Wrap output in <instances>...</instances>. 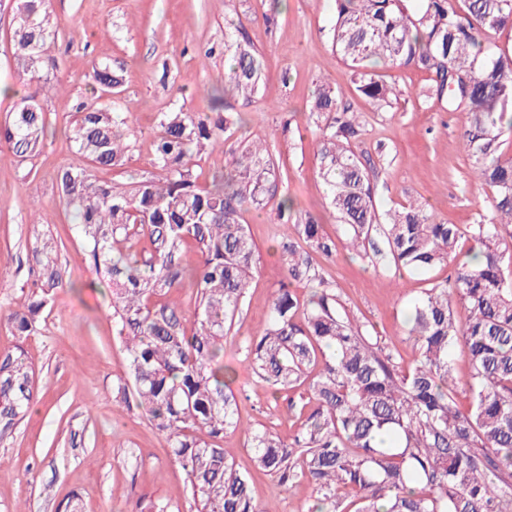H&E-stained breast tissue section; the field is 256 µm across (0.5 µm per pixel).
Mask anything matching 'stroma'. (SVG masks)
<instances>
[{"mask_svg": "<svg viewBox=\"0 0 512 512\" xmlns=\"http://www.w3.org/2000/svg\"><path fill=\"white\" fill-rule=\"evenodd\" d=\"M57 21L51 53L61 88L20 79L11 39L16 0H0V123L18 96L38 95L52 125L42 151L21 162L0 141V311H22L34 289L36 233L58 243L56 267L64 286L53 306L37 315L36 332L24 343L35 371V405L8 437L0 440V512H66L79 498L82 512H133L145 498L168 503L172 512H197L184 470L173 461L165 435L138 408L112 400V385L126 371L127 355L116 337L110 294L88 259V244L71 212L59 201L56 173L75 162L65 119L86 99L85 76L92 66L111 64L124 75L114 110L135 112L129 158L119 168L95 170L96 178L130 183L154 174L153 141L158 113L174 105L206 111V91L223 85L229 61L224 38L243 25L262 61L257 94L225 100L242 124L223 149L196 158L203 185L229 167L238 141L270 139L279 190L260 210L243 211L258 249L245 304L224 340V363L236 373L233 389L239 412L251 427L290 437L299 421L289 402L300 390L271 398L248 367L240 349L259 333L268 302L283 278L272 250L282 226L279 199L293 202V218L315 215L325 231L342 237L328 190L317 168V120L309 110L318 79L341 84L364 132L354 149L369 159L380 210L409 201L425 205L443 222L461 229L478 223L489 188L469 176L462 145L464 115L448 111L435 94L429 73L416 68H378L396 83L392 104H377L356 92L348 67L332 50L334 0H50ZM335 287L336 308L357 324L373 325L381 344L396 348L401 365L418 355L407 340L405 322L412 302L431 283L451 273L394 275L346 250L322 260ZM234 449L237 470L250 474L252 494L263 512H298L313 489L302 483L281 487L255 470L243 434L224 437Z\"/></svg>", "mask_w": 512, "mask_h": 512, "instance_id": "stroma-1", "label": "stroma"}]
</instances>
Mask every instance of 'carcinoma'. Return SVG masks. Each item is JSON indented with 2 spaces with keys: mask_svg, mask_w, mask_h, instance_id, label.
Listing matches in <instances>:
<instances>
[{
  "mask_svg": "<svg viewBox=\"0 0 512 512\" xmlns=\"http://www.w3.org/2000/svg\"><path fill=\"white\" fill-rule=\"evenodd\" d=\"M336 0L332 43L364 97L386 103L394 87L378 65L415 67L434 75L448 111L462 112L461 138L478 182L491 189L486 218L462 232L437 222L424 205L379 210L376 188L353 143L362 127L337 83L321 81L310 111L324 118L318 135L319 175L348 237L345 249L398 272L427 273L453 264L412 304L407 336L418 356L406 367L380 346L374 327L336 312V298L316 257L333 258L336 239L312 214L286 224L278 251L285 279L269 301L262 332L242 341L245 360L271 393L304 387L300 423L288 439L242 421L224 367V336L246 297L257 246L240 222L278 191L276 163L266 146H240L222 183H198L192 159L224 145L241 124L223 112V92H207L212 113L172 107L158 117L153 143L159 173L127 186L92 180L90 168L125 162L135 121L79 101L67 120L78 163L57 174V189L90 243L93 268L106 275L116 335L127 351L126 376L114 401L143 409L166 434L200 512H261L250 480L238 472L224 435L248 437L255 468L281 487L303 481L315 490L303 512H512V157L502 137L512 133V50L486 44L482 33L512 27V0ZM57 24L46 0H20L12 40L18 68L48 82ZM224 82L249 100L261 63L243 32L224 43ZM95 94H116L123 75L108 64L86 76ZM50 117L39 100H18L0 125V139L23 160L44 145ZM466 239L469 246L458 249ZM145 239L147 256L127 243ZM42 276L28 312L6 316L19 335L64 287L56 245L40 244ZM190 281L197 312L187 326L173 290ZM306 282L305 302L291 285ZM467 311L460 319L455 303ZM463 345L468 372L456 373L452 350ZM33 370L18 344L0 356V436L31 408ZM469 394L459 409L456 393Z\"/></svg>",
  "mask_w": 512,
  "mask_h": 512,
  "instance_id": "cac0c4a2",
  "label": "carcinoma"
}]
</instances>
